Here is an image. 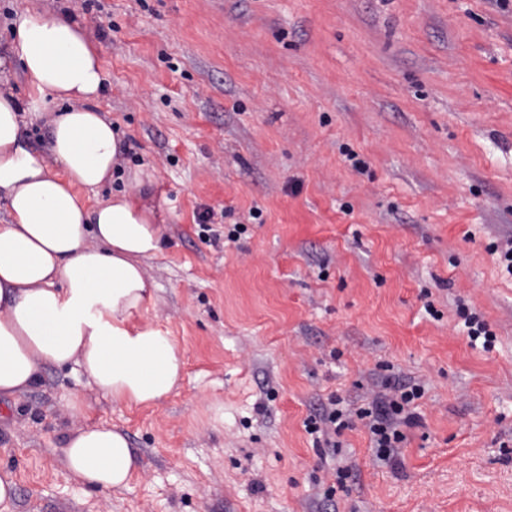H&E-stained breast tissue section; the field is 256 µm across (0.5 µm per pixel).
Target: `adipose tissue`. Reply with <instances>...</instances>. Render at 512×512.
I'll return each mask as SVG.
<instances>
[{
    "mask_svg": "<svg viewBox=\"0 0 512 512\" xmlns=\"http://www.w3.org/2000/svg\"><path fill=\"white\" fill-rule=\"evenodd\" d=\"M18 47L34 89L60 107L37 154L22 142V106L0 90V400L17 401L43 365L72 364L114 401L160 404L184 366L170 331L144 319L155 304L146 264L163 228L142 181L93 207L83 195L112 180L123 152L91 105L106 80L98 50L74 20L37 12ZM63 455L74 476L108 491L130 490L141 467L127 437L103 424L73 429Z\"/></svg>",
    "mask_w": 512,
    "mask_h": 512,
    "instance_id": "1",
    "label": "adipose tissue"
}]
</instances>
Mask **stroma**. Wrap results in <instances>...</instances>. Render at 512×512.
Returning a JSON list of instances; mask_svg holds the SVG:
<instances>
[{"mask_svg": "<svg viewBox=\"0 0 512 512\" xmlns=\"http://www.w3.org/2000/svg\"><path fill=\"white\" fill-rule=\"evenodd\" d=\"M32 11L99 50L96 106L164 225L147 318L184 367L157 406L52 365L1 403L14 512H512V275L495 254L512 239V4L0 0V88L40 151L52 104L16 43ZM463 305L494 349L470 344ZM388 377L425 388L396 465L358 419L318 450L305 419ZM101 423L140 458L131 490L66 469L70 431Z\"/></svg>", "mask_w": 512, "mask_h": 512, "instance_id": "stroma-1", "label": "stroma"}]
</instances>
